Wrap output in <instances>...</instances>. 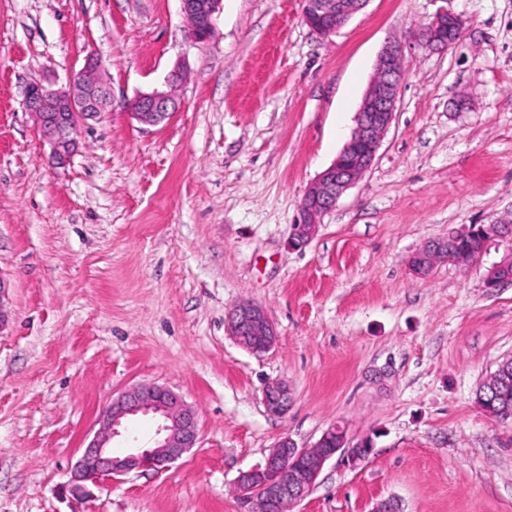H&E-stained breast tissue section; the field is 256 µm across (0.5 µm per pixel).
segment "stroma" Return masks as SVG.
<instances>
[{
	"label": "stroma",
	"mask_w": 512,
	"mask_h": 512,
	"mask_svg": "<svg viewBox=\"0 0 512 512\" xmlns=\"http://www.w3.org/2000/svg\"><path fill=\"white\" fill-rule=\"evenodd\" d=\"M442 9L463 21L458 43L419 47L411 32ZM302 10L223 0L202 44L180 0H0V512H240L242 472L333 424L373 451L327 461L292 512H512V421L475 401L512 357V285L483 286L503 249L424 277L408 264L512 212V0H368L328 36ZM391 40L396 119L315 238L290 247ZM91 51L112 110L58 165L23 92L65 83ZM177 65L178 110L138 123L130 102ZM242 302L273 320L270 350L230 335ZM276 380L291 389L281 415L262 401ZM139 384L193 407L197 448L76 495L100 413Z\"/></svg>",
	"instance_id": "1"
}]
</instances>
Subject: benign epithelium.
<instances>
[{"label":"benign epithelium","instance_id":"7a95c632","mask_svg":"<svg viewBox=\"0 0 512 512\" xmlns=\"http://www.w3.org/2000/svg\"><path fill=\"white\" fill-rule=\"evenodd\" d=\"M190 34L199 43L208 41L214 30V16L222 0H181ZM368 0H303V22L321 35L340 29L361 10ZM461 35L458 17L442 10L422 29L412 33L414 42L429 50H442L455 44ZM404 46L399 41L386 44L375 65V73L356 113L355 129L336 160L315 180L304 195L292 243L306 245L315 235L322 217L340 196L372 165L381 142L396 116L399 88L403 79ZM183 72L176 68L166 79V89L138 96L131 103V115L139 123L156 126L163 123L179 107L177 91ZM112 89L102 59L95 53L84 57L82 68L71 74L68 85L31 83L24 91V105L32 115L38 131L50 145L51 158L57 164L67 162L78 149L77 127L88 119L110 111ZM484 233L505 243L504 254L484 276L489 292L512 283L500 271L512 267V216L507 215L486 227L475 224L449 232ZM428 253L414 254L409 265L414 274L425 276L435 263L448 257V239L428 241ZM229 329L245 348L254 352L269 350L276 341V327L267 311L256 304L242 303L230 315ZM289 388L282 381L269 383L263 392L266 410L280 415L288 410ZM138 414H152L160 420L157 438L149 447H135L123 457L112 455L110 443L126 432V421ZM100 429L88 442L75 462L71 478L75 488L97 485L132 472H159L167 469L184 453L195 447L198 424L195 410L172 390L157 385H141L112 399L99 417ZM347 456L355 466L372 452L363 441L348 443L346 433L338 426L326 429L312 446H298L285 436L269 450L264 462L239 475L235 491L246 512H290L291 506L303 501L322 471L324 464L337 453Z\"/></svg>","mask_w":512,"mask_h":512}]
</instances>
